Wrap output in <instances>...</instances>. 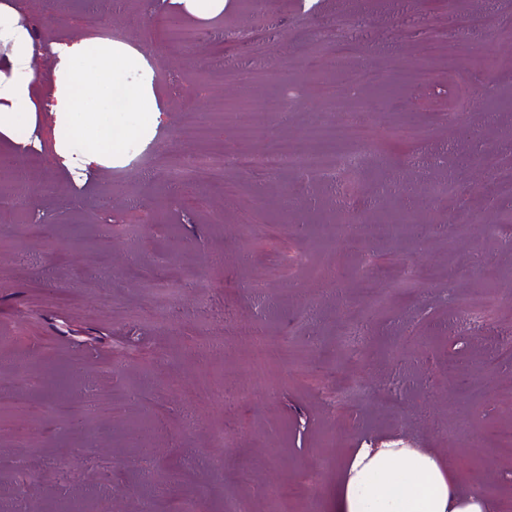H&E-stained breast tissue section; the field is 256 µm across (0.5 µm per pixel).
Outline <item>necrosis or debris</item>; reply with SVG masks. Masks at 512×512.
<instances>
[{"mask_svg": "<svg viewBox=\"0 0 512 512\" xmlns=\"http://www.w3.org/2000/svg\"><path fill=\"white\" fill-rule=\"evenodd\" d=\"M288 108L289 101L285 98L257 102L211 94L209 121L202 122L192 116L182 124L180 139L190 149L167 164L166 181L181 184L201 176L219 179L231 170L258 171L273 177L291 170L319 182H333L357 167L363 147L374 139L375 130L369 125L320 122L308 129L302 142L276 141L254 151L234 153L217 147L203 150L198 147L199 142L208 139L211 125L231 122L240 138L251 139L259 134L270 113Z\"/></svg>", "mask_w": 512, "mask_h": 512, "instance_id": "4bbe7bcc", "label": "necrosis or debris"}]
</instances>
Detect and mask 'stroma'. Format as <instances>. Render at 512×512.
Wrapping results in <instances>:
<instances>
[{
    "label": "stroma",
    "instance_id": "35a3bbf8",
    "mask_svg": "<svg viewBox=\"0 0 512 512\" xmlns=\"http://www.w3.org/2000/svg\"><path fill=\"white\" fill-rule=\"evenodd\" d=\"M10 2L45 43L123 32L158 59L165 111L141 168L76 183L53 150L55 77L38 56L36 121L17 135L40 146L0 138V157L27 176L24 207L0 213L13 244L0 253V512H176L188 501L196 512L231 501L324 512L350 449L398 441L467 466L462 491L488 484L494 502L512 503V451L498 438L512 432V200L476 162L512 142V0H480L495 29L459 25L455 0H227L212 18L174 0ZM171 15L199 30L191 48L169 43ZM342 15L358 31L349 52L378 82L334 112L311 87L335 76V59L315 72L305 63L341 40ZM441 19L442 56L428 45ZM242 63L266 66L269 81L224 94L288 97V118L269 115L251 140L214 125L210 145L255 150L378 102L358 168L333 187L231 171L173 190L164 151L178 147L186 111L207 119L222 65ZM399 124L426 135L398 139ZM446 178L456 194H431ZM400 212L428 233L373 234ZM456 215L471 218L467 235L445 226ZM406 276L411 291L391 288ZM174 277L162 320L147 283ZM489 288L498 306L459 319L460 302ZM350 326L361 331L353 351L341 340ZM256 334L277 337L289 360L255 369ZM315 364L359 393L340 398ZM97 398L107 406L89 434L71 417Z\"/></svg>",
    "mask_w": 512,
    "mask_h": 512
}]
</instances>
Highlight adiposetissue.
I'll list each match as a JSON object with an SVG mask.
<instances>
[{
  "label": "adipose tissue",
  "mask_w": 512,
  "mask_h": 512,
  "mask_svg": "<svg viewBox=\"0 0 512 512\" xmlns=\"http://www.w3.org/2000/svg\"><path fill=\"white\" fill-rule=\"evenodd\" d=\"M0 43L9 46L8 69L0 72V136L33 118L38 75L31 62L38 50L31 27L0 0ZM56 90L51 114L66 136L54 151L71 172L120 161L129 146L152 140L162 109L153 71L144 55L123 44L95 48L88 43L56 44ZM132 112L126 136L112 134L124 112ZM457 472L435 454L393 442L353 449L325 500L327 512H491L483 494L457 492Z\"/></svg>",
  "instance_id": "obj_1"
}]
</instances>
